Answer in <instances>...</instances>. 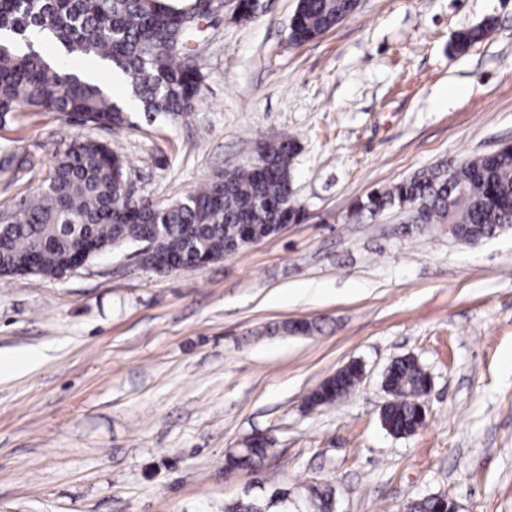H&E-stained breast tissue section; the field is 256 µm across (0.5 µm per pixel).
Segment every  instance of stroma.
I'll return each mask as SVG.
<instances>
[{
	"mask_svg": "<svg viewBox=\"0 0 512 512\" xmlns=\"http://www.w3.org/2000/svg\"><path fill=\"white\" fill-rule=\"evenodd\" d=\"M224 0L193 48L201 102L98 128L55 112L0 122V216L85 138L126 161L136 195L182 199L290 138L303 220L223 260L159 274L121 244L62 279L0 278V512H218L255 481L326 482L336 512H401L429 494L512 512V229L476 246L399 208L355 202L442 161L512 144V0H358L289 41L298 0L244 20ZM492 20L466 53L458 31ZM28 157L15 178L4 166ZM309 321L308 334L281 332ZM431 375L425 427L381 425L386 368ZM348 397L308 394L351 362ZM263 433L259 471L224 454Z\"/></svg>",
	"mask_w": 512,
	"mask_h": 512,
	"instance_id": "obj_1",
	"label": "stroma"
}]
</instances>
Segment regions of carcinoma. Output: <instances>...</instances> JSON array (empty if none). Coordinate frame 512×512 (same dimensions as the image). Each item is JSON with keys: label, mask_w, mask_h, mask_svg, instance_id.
Returning a JSON list of instances; mask_svg holds the SVG:
<instances>
[{"label": "carcinoma", "mask_w": 512, "mask_h": 512, "mask_svg": "<svg viewBox=\"0 0 512 512\" xmlns=\"http://www.w3.org/2000/svg\"><path fill=\"white\" fill-rule=\"evenodd\" d=\"M200 0H0V117L45 109L83 124L124 123V109L99 85L53 61L100 58L109 62L131 89L143 112L179 119L200 102L202 74L189 54L198 30L180 28L181 17ZM357 0H298L289 39L302 45L348 18ZM485 21L456 34L455 49L466 51L485 38ZM273 172L260 177L248 169L202 185L182 199L156 204L129 199L124 192L125 161L107 144L77 141L59 153L51 176L23 203L19 216L0 224V269L4 274L38 261L41 275L52 276L84 249L106 250L118 240L139 242L148 225L161 233L149 262L191 267L217 260L273 235L280 224L301 221L290 193V139L261 146ZM401 203L423 209L431 224H446L461 239L484 240L512 226V145L469 158L454 168L440 164L374 192L353 213L379 212ZM361 377L351 364L323 380L307 397L321 406L347 397ZM391 400L382 425L393 436L415 435L425 424L430 378L413 357L396 359L383 381ZM273 441L251 439L225 454L230 470H255L272 451ZM335 490L309 483L297 493L279 488L267 496L224 503L222 512H298L309 500L318 512H334ZM411 512H452L453 502L428 495L407 504Z\"/></svg>", "instance_id": "1"}]
</instances>
